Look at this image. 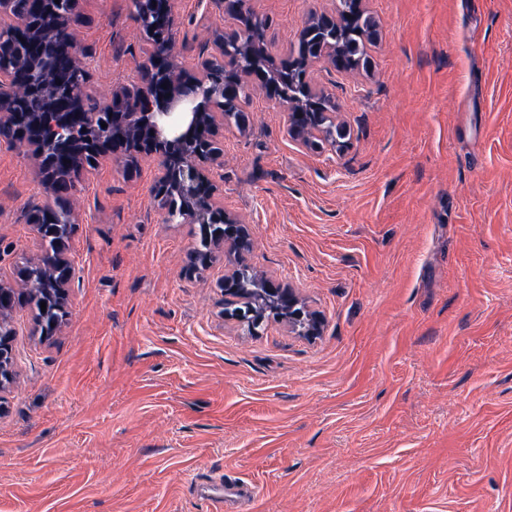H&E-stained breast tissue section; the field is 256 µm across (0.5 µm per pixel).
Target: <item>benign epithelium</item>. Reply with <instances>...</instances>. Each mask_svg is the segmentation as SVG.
Here are the masks:
<instances>
[{
    "label": "benign epithelium",
    "instance_id": "obj_1",
    "mask_svg": "<svg viewBox=\"0 0 512 512\" xmlns=\"http://www.w3.org/2000/svg\"><path fill=\"white\" fill-rule=\"evenodd\" d=\"M78 0H28L29 12L19 22L24 35L0 38V56L12 58L29 70V79L12 83L0 72V139L9 133L13 141L33 147L39 165L41 182L51 192V200L31 218L42 225L43 238L53 243L57 253L55 264L47 277L38 279L26 270L18 285L0 283V297L11 303L36 295L37 289L52 286L58 296L71 278V267L62 257L63 219H72V209L60 213L56 208L59 186L71 183L72 175L96 165L99 157L111 154L118 162L129 155L146 154L154 158L159 177L153 187L154 197L168 213L181 218L183 224H232L239 233L224 243V235L216 234L198 249V267L209 264L212 249L226 245L239 248L246 234L239 222L224 208L216 196V186L210 177V167L224 163V151L218 146L217 135L224 130L221 104L228 86L246 76L260 80L265 90L279 79L263 44L253 28L243 32L239 67L228 69L226 79L219 82L207 69L188 81L185 72L175 63L171 0H137V16L145 24L143 31L152 41L154 51L147 65L161 68L167 77L166 87L155 88L137 84L121 86L112 91V99L98 104L90 112L82 96L89 81V72L72 48L70 66L83 74V81L72 83L60 77L55 63L49 58H33L34 46L60 35H69L70 19ZM333 48L322 46L320 56L305 62L306 92L316 98L310 81L315 63L332 60ZM295 105L288 108L289 133L304 146L309 144L315 129L302 127ZM106 126H101V123ZM240 273L224 275L225 294L238 300H250L238 283ZM264 303L268 306L295 308L296 295L271 280L259 282Z\"/></svg>",
    "mask_w": 512,
    "mask_h": 512
}]
</instances>
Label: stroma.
<instances>
[{"label":"stroma","mask_w":512,"mask_h":512,"mask_svg":"<svg viewBox=\"0 0 512 512\" xmlns=\"http://www.w3.org/2000/svg\"><path fill=\"white\" fill-rule=\"evenodd\" d=\"M189 74L219 0H172ZM337 0H249L273 60ZM366 59L318 62L340 134L299 145L255 78L225 123L218 197L250 247L186 266L200 230L168 222L151 156L82 173L64 315H1L0 512H211L203 473L257 486L252 512H512V0H361ZM71 32L110 97L152 51L133 0H79ZM26 149L0 142V282L47 248ZM246 262L320 316L257 330L220 283Z\"/></svg>","instance_id":"obj_1"}]
</instances>
